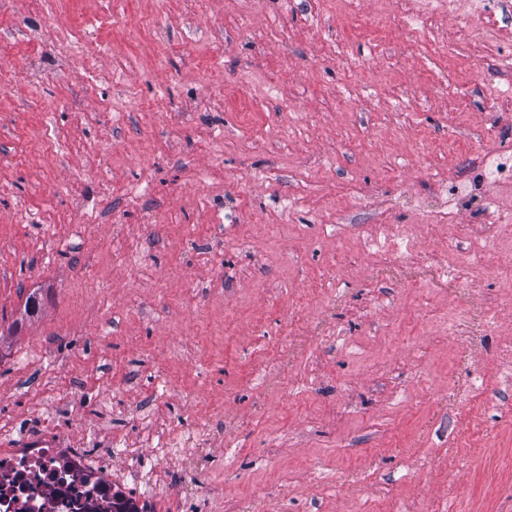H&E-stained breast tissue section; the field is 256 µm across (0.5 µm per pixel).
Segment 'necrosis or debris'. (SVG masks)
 Wrapping results in <instances>:
<instances>
[{
    "label": "necrosis or debris",
    "mask_w": 512,
    "mask_h": 512,
    "mask_svg": "<svg viewBox=\"0 0 512 512\" xmlns=\"http://www.w3.org/2000/svg\"><path fill=\"white\" fill-rule=\"evenodd\" d=\"M91 439L46 419L0 428V512H148L155 470L117 439L111 455H93Z\"/></svg>",
    "instance_id": "obj_1"
}]
</instances>
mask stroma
<instances>
[{
    "label": "stroma",
    "instance_id": "35a3bbf8",
    "mask_svg": "<svg viewBox=\"0 0 512 512\" xmlns=\"http://www.w3.org/2000/svg\"><path fill=\"white\" fill-rule=\"evenodd\" d=\"M507 55L446 0H0V422L213 429L200 512H512Z\"/></svg>",
    "mask_w": 512,
    "mask_h": 512
}]
</instances>
